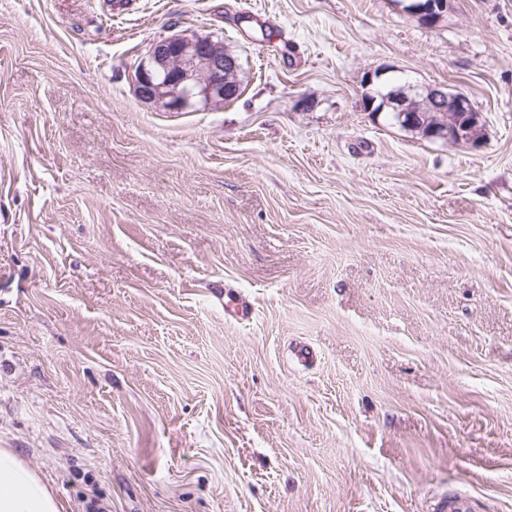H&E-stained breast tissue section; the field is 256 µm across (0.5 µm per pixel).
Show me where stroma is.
<instances>
[{
	"label": "stroma",
	"instance_id": "35a3bbf8",
	"mask_svg": "<svg viewBox=\"0 0 512 512\" xmlns=\"http://www.w3.org/2000/svg\"><path fill=\"white\" fill-rule=\"evenodd\" d=\"M183 31L238 99L138 98ZM0 448L64 512H512V0H0ZM426 6H419L417 3L404 4L406 11L415 16L425 24L435 23L444 13L447 7V0H428ZM389 80L400 85L384 96V105L378 113L389 107L391 111L384 113L389 118L390 112H395L397 125L445 144L468 142L477 146L481 143V116L466 95L442 86L419 87L403 75H394ZM428 112L435 115L429 117Z\"/></svg>",
	"mask_w": 512,
	"mask_h": 512
}]
</instances>
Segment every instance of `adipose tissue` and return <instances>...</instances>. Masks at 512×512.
I'll use <instances>...</instances> for the list:
<instances>
[{
    "label": "adipose tissue",
    "instance_id": "adipose-tissue-1",
    "mask_svg": "<svg viewBox=\"0 0 512 512\" xmlns=\"http://www.w3.org/2000/svg\"><path fill=\"white\" fill-rule=\"evenodd\" d=\"M47 482L10 448H0V512H62Z\"/></svg>",
    "mask_w": 512,
    "mask_h": 512
}]
</instances>
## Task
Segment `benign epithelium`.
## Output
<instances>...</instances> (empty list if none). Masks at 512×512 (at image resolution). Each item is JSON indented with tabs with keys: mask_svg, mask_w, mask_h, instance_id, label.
<instances>
[{
	"mask_svg": "<svg viewBox=\"0 0 512 512\" xmlns=\"http://www.w3.org/2000/svg\"><path fill=\"white\" fill-rule=\"evenodd\" d=\"M447 0L406 5V11L425 24L435 23ZM224 43L211 36L179 33L153 44L135 69V91L146 102L168 112H190L202 101L224 105L230 74ZM390 81L399 86L384 96V106L395 112L396 124L445 144L481 143L483 124L469 98L446 87H419L403 75Z\"/></svg>",
	"mask_w": 512,
	"mask_h": 512,
	"instance_id": "1",
	"label": "benign epithelium"
}]
</instances>
